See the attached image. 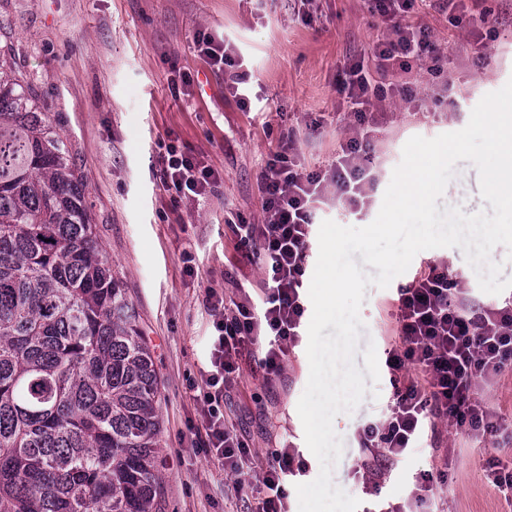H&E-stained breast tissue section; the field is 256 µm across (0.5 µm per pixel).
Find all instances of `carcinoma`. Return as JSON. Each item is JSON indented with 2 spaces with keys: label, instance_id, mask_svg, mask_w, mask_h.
Returning <instances> with one entry per match:
<instances>
[{
  "label": "carcinoma",
  "instance_id": "cac0c4a2",
  "mask_svg": "<svg viewBox=\"0 0 512 512\" xmlns=\"http://www.w3.org/2000/svg\"><path fill=\"white\" fill-rule=\"evenodd\" d=\"M157 396L68 143L0 60V512H162Z\"/></svg>",
  "mask_w": 512,
  "mask_h": 512
}]
</instances>
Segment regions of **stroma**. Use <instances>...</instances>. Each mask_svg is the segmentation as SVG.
Instances as JSON below:
<instances>
[{"label": "stroma", "mask_w": 512, "mask_h": 512, "mask_svg": "<svg viewBox=\"0 0 512 512\" xmlns=\"http://www.w3.org/2000/svg\"><path fill=\"white\" fill-rule=\"evenodd\" d=\"M497 17L495 35L471 20L452 25L442 16H419L448 51V77L413 68L404 79L414 102H386V123L374 141L377 182L370 206L353 218L335 201L320 219L362 227L377 216L394 168L409 138H433L463 129L473 108L512 79V0H485ZM203 33L229 39L247 57L253 111H243L223 76L196 51ZM378 34L366 0H0V52L22 74L72 149L87 191L96 234L112 272L133 304L140 334L159 375V468L165 512H250L251 502L228 497L231 481L221 464L193 448L200 424L196 397L204 387L213 342L209 290L236 297L259 289V261L238 250L231 226L261 223V166L281 140H295L310 169L333 160L347 128L338 121L339 72L348 59L369 51ZM192 85H183L182 74ZM204 157L221 174L214 192L172 206L159 180L161 142ZM438 209H486L471 162L454 167ZM191 252L186 274L182 254ZM447 264L469 297L490 304L461 248L419 252L400 275L407 282L431 262ZM393 288L367 287L360 311V346L384 354L394 341ZM308 340L290 350L281 377L266 382L259 351L239 359V374L224 391V417L248 442L258 464L289 444L306 464L293 477L288 512H299L295 487L313 481L320 464L308 448L297 404L309 377ZM378 397H365L352 413L335 417L343 454L332 482L371 507L356 470L361 427L380 418L391 395L380 378ZM433 446L405 456L392 469L381 497L407 498L414 477L447 463L448 481L437 490L440 512H512L484 477L489 457L512 459V447L467 438L439 425Z\"/></svg>", "instance_id": "stroma-1"}]
</instances>
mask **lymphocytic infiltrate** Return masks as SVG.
Wrapping results in <instances>:
<instances>
[{
  "label": "lymphocytic infiltrate",
  "instance_id": "obj_1",
  "mask_svg": "<svg viewBox=\"0 0 512 512\" xmlns=\"http://www.w3.org/2000/svg\"><path fill=\"white\" fill-rule=\"evenodd\" d=\"M370 2L382 35L368 55L354 58L340 75L337 91L350 121L334 160L327 170H309L301 164L294 141L283 143L259 175L263 223L232 227L238 245L263 266L261 298L253 299L245 290L229 307L216 292L206 297L215 337L205 379L208 390L198 406L204 432L196 446L233 476L236 497L258 492L256 512H287L288 479L303 472L304 464L295 449L278 448L258 479L250 480L244 465L253 453L224 418L223 392L237 375L238 359L256 347L266 380L281 376L290 349L302 335L304 276L316 212L331 194L350 214L369 206L376 183L373 137L387 118L383 103L416 97L411 86L388 82V75L411 71L416 62L427 63L433 74L447 70V52L417 23V15L434 11L458 24L480 0ZM197 51L214 73L223 75L241 107L249 108V75L235 46L205 34L197 40ZM162 165L160 181L176 204L206 196L220 181L217 170L172 143ZM393 302L398 342L385 357L391 401L384 417L364 425L358 439L362 489L375 497L393 465L437 423H448L471 438H491L500 448L512 446V431L504 427L496 407L477 393L479 384L512 372V304H470L462 283L440 262L428 264L396 288ZM447 479V471L431 466L420 473L406 503L389 504L382 512L431 507L435 489Z\"/></svg>",
  "mask_w": 512,
  "mask_h": 512
}]
</instances>
